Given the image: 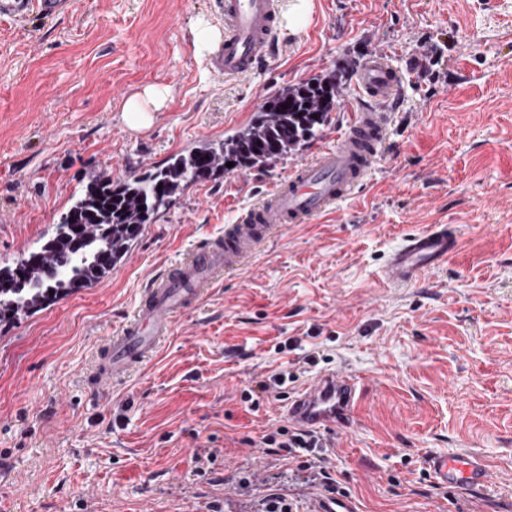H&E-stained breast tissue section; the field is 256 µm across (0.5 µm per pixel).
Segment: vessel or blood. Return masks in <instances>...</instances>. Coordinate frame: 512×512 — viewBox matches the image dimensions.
Returning <instances> with one entry per match:
<instances>
[{
  "label": "vessel or blood",
  "mask_w": 512,
  "mask_h": 512,
  "mask_svg": "<svg viewBox=\"0 0 512 512\" xmlns=\"http://www.w3.org/2000/svg\"><path fill=\"white\" fill-rule=\"evenodd\" d=\"M70 8L71 0H0V18H54ZM218 11L223 25L211 60L215 71L240 77L259 69L278 51L277 0H219ZM359 81L372 104L353 114L335 147L318 152L311 163L252 204L238 223L225 227L223 237L201 242L144 289L135 316L106 346L98 365L101 379L122 380L136 364L151 359L177 317L198 304L205 288L220 274L238 271L276 232L314 221L365 186L385 146L388 119L400 103V75L383 55L375 54L361 67ZM458 248L454 225L433 224L411 232L389 254L381 278L392 286L418 283L427 273L445 267ZM362 395L357 379L333 370L321 372L289 396L288 423L315 432L351 427ZM427 465L445 486L476 490L491 480L484 460L475 453L434 454Z\"/></svg>",
  "instance_id": "obj_1"
}]
</instances>
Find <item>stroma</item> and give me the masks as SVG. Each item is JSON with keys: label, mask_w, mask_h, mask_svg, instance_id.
Here are the masks:
<instances>
[{"label": "stroma", "mask_w": 512, "mask_h": 512, "mask_svg": "<svg viewBox=\"0 0 512 512\" xmlns=\"http://www.w3.org/2000/svg\"><path fill=\"white\" fill-rule=\"evenodd\" d=\"M313 4L278 56L237 79L194 52L195 22L222 24L214 0H73L66 15L0 21V266L39 248L92 177L223 141L279 88L336 75L314 139L191 185L105 279L0 326V512H254L288 485L263 439L296 389L276 399L258 383L299 366L363 383L356 428L331 434L359 512H512V0ZM377 51L404 103L365 188L272 239L153 359L92 393L100 347L147 283L335 145ZM148 85L171 95L129 130L123 105ZM431 224L459 231L448 265L383 286L389 253ZM200 448L217 455L197 462ZM434 452L479 454L491 483L438 485Z\"/></svg>", "instance_id": "obj_1"}]
</instances>
